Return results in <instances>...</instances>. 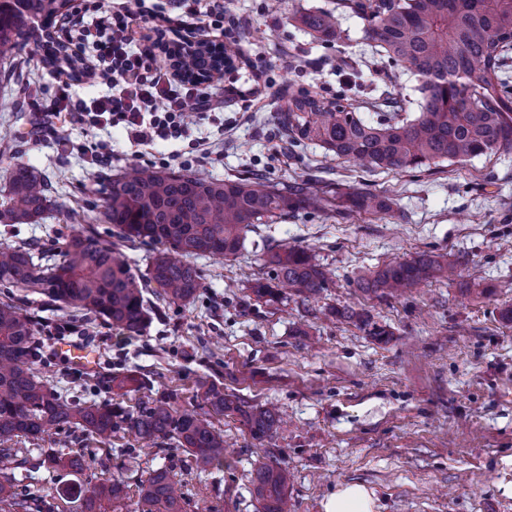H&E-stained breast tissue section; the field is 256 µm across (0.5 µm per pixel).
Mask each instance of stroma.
Wrapping results in <instances>:
<instances>
[{
	"mask_svg": "<svg viewBox=\"0 0 512 512\" xmlns=\"http://www.w3.org/2000/svg\"><path fill=\"white\" fill-rule=\"evenodd\" d=\"M305 9L334 12L343 39L317 41L293 21ZM240 37L252 59L279 88L314 87L335 94L349 86L377 120L387 97L418 99L419 80L393 68L364 36L365 22L343 0H234ZM0 80V202L7 168L21 160L52 184V208L37 224H0V242L48 248L87 223L78 197H105L91 157L111 150V171L126 166L162 168L179 154L189 172L214 179L260 177L276 184L307 179L317 187L363 186L388 197L394 215L343 218L307 208L248 233L230 258L201 257L205 290L187 306L153 301L146 330L130 336L90 315H73L31 296L26 309L38 321V367L69 394L113 397L132 405L177 390L190 405L198 377L211 375L252 404H275L283 421L258 441L232 416L221 426L229 446L223 471L184 468L180 450L161 443L139 449L119 434L112 459L83 472L30 469L29 483L48 494L115 477L135 482L141 470L170 465L193 504L219 512H258L250 474L262 457L287 467L292 512H324L338 487L359 483L372 492L376 512H512V152L446 162L427 170H373L330 160L318 143L291 144L279 121L285 100L265 107L224 105L221 157L194 159L191 142L215 133L190 116L189 136L149 149L130 143L119 127L67 126L49 130L38 104L53 98L57 73L29 45ZM314 251L332 284L314 298L256 301L253 279L265 277L266 244ZM421 252L444 256L462 275H474L485 294H464L448 281L425 283L405 297L376 298L355 285L394 260ZM364 310L389 332L375 340L355 323L328 317V309ZM99 354L97 374L137 372L147 389L129 395L93 385L68 364L57 344L74 342L77 329Z\"/></svg>",
	"mask_w": 512,
	"mask_h": 512,
	"instance_id": "1",
	"label": "stroma"
}]
</instances>
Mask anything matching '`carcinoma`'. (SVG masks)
I'll return each mask as SVG.
<instances>
[{
    "label": "carcinoma",
    "mask_w": 512,
    "mask_h": 512,
    "mask_svg": "<svg viewBox=\"0 0 512 512\" xmlns=\"http://www.w3.org/2000/svg\"><path fill=\"white\" fill-rule=\"evenodd\" d=\"M367 21L366 38L383 49L390 64L421 79L419 115L402 116L403 106L376 122L361 118L342 94L328 98L315 89H292L281 111V126L294 141L321 145L338 160L382 170H416L444 161L466 162L479 156L512 151V86L503 76V61L512 44V0H384L370 5L351 0ZM70 0H0V63L17 57L30 40L53 57L43 32L69 9ZM297 25L323 42L342 38L336 15L308 10L293 15ZM8 196L0 205V223L34 224L50 205L41 172L15 161L7 169ZM339 205L349 214L366 213L378 220L392 216L387 199L365 190L341 201L310 194L308 182L268 185L252 180H214L195 174L158 171L131 165L111 179L103 204L94 205L91 223L66 237L58 255L34 245L0 243V288L36 293L50 304L89 312L105 324L138 336L147 322L146 288L171 305L193 301L204 288L194 259L203 254L226 258L242 247L246 235L262 220L274 221L307 206ZM113 226L105 237L97 224ZM156 247L148 273L132 272L122 250L128 243ZM265 265L269 279L255 280L259 298H280L271 282L305 298L319 295L331 278L316 256L304 249L271 246ZM457 281L455 264L423 253L390 262L356 286L376 297L402 296L433 279ZM335 315L369 328L379 339L389 335L365 312L337 310ZM36 322L13 293L0 301V512H102L104 504L120 506L135 491L136 512H188L190 500L167 466L150 469L130 486L114 478L87 490L48 496L16 478L27 458L6 444L39 440L51 433L81 432L97 449L112 453V438L129 432L143 445L172 440L200 471L224 469V430L214 419L236 416L253 439L276 429L274 408L248 405L224 391V382L197 379L201 403L188 410L163 395L153 401L124 405L110 400L73 399L50 385L35 368ZM90 448L66 453L41 451L46 470L89 468ZM288 468L260 462L251 476V493L260 512H289Z\"/></svg>",
    "instance_id": "cac0c4a2"
}]
</instances>
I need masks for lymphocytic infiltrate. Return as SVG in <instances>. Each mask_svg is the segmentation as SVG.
Returning a JSON list of instances; mask_svg holds the SVG:
<instances>
[{"mask_svg":"<svg viewBox=\"0 0 512 512\" xmlns=\"http://www.w3.org/2000/svg\"><path fill=\"white\" fill-rule=\"evenodd\" d=\"M173 13L162 14L141 0H111L101 6L88 0L85 13L62 21L67 39L84 67L83 84L107 86V95L91 103L73 101L69 82L42 109L49 121L71 126L123 127L131 143L146 147L179 139L188 130L187 113L206 118L223 111L224 101L211 93L213 79L185 78L163 59L204 44L233 18L232 0H175Z\"/></svg>","mask_w":512,"mask_h":512,"instance_id":"lymphocytic-infiltrate-1","label":"lymphocytic infiltrate"}]
</instances>
